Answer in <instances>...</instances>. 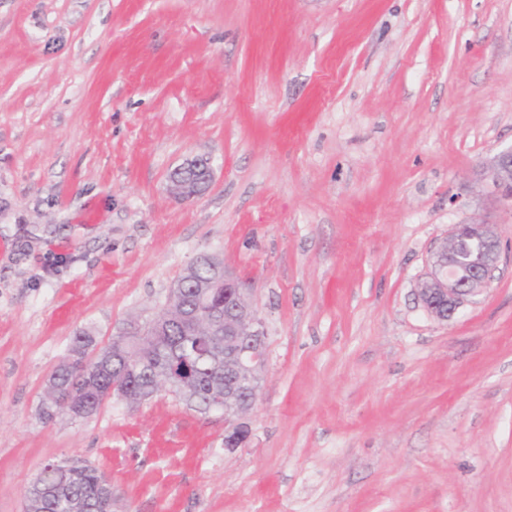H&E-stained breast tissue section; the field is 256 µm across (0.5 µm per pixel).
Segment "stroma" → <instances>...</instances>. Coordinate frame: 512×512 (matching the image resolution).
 Instances as JSON below:
<instances>
[{
    "mask_svg": "<svg viewBox=\"0 0 512 512\" xmlns=\"http://www.w3.org/2000/svg\"><path fill=\"white\" fill-rule=\"evenodd\" d=\"M510 146L512 0H0V512L75 458L112 512H512ZM474 222L500 271L439 321L418 285ZM204 252L266 329L247 440L166 390L45 421L73 336ZM495 192L512 208V146L493 155L484 165ZM187 164L191 165V166L197 165L199 167H201L203 165L204 166L203 170L206 175L200 168L197 170H186V169H181V166H179L171 172L170 176H172V175L182 176L185 179L193 180V181H204V177H205V182L207 184H209V181L211 180V176H212L211 161L209 158L203 157V156H201V157L197 156L192 159H188Z\"/></svg>",
    "mask_w": 512,
    "mask_h": 512,
    "instance_id": "stroma-1",
    "label": "stroma"
}]
</instances>
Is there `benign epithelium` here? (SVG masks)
<instances>
[{"instance_id":"1","label":"benign epithelium","mask_w":512,"mask_h":512,"mask_svg":"<svg viewBox=\"0 0 512 512\" xmlns=\"http://www.w3.org/2000/svg\"><path fill=\"white\" fill-rule=\"evenodd\" d=\"M495 192L512 208V146L493 155L484 165ZM502 247L494 225L487 222L456 224L448 239L436 253L435 272L422 281L417 289L418 298L425 310L441 321L451 319L465 303L482 295L499 270ZM224 272V376L232 381L224 382V395L216 401V409L224 413V422L231 424L224 435V446L234 448L247 437L240 423L241 417L256 400L258 381L256 368L260 362L265 330L261 318L247 297L242 280L230 272ZM185 282L193 284L197 297L203 304L209 302L213 283L195 279L193 271L186 272ZM165 317L159 313L143 325L131 324L120 333L119 345L135 353L146 341L161 335ZM126 369L112 368V385L100 393L104 403L117 397L130 403L137 398L126 392ZM186 372L179 389L170 387L168 377L160 373L153 392L177 391L184 396L190 389Z\"/></svg>"}]
</instances>
